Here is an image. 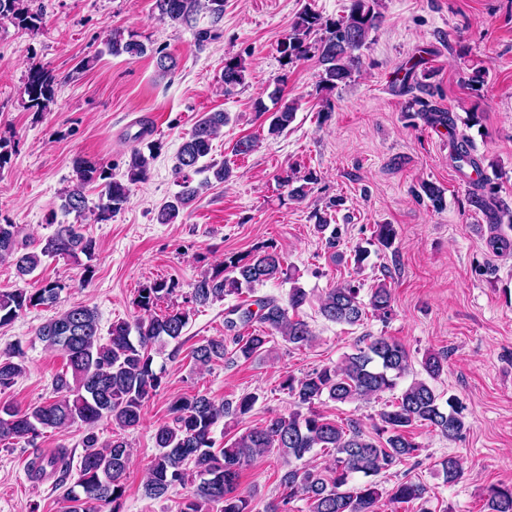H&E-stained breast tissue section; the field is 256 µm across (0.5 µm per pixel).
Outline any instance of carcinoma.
Masks as SVG:
<instances>
[{"label":"carcinoma","instance_id":"cac0c4a2","mask_svg":"<svg viewBox=\"0 0 512 512\" xmlns=\"http://www.w3.org/2000/svg\"><path fill=\"white\" fill-rule=\"evenodd\" d=\"M26 2L0 0V17L37 34L43 28L42 14L32 11ZM154 6L158 19L172 24L188 21L199 7L217 16L224 12V0H155ZM377 6L378 0H350L347 13L337 19L326 18L308 7L303 9L281 43L285 63L313 54L323 66V88L338 87L360 69L362 51L367 48L371 33L382 24L383 16ZM107 45L114 55L138 57L147 51L134 33L126 34L120 29L112 32ZM246 70L241 55L226 56L224 90L229 92L243 84ZM284 83L285 78L278 77L270 92L271 100L277 104L268 117L267 133L271 136L288 128L298 108L295 100L284 97ZM56 89V79L48 66H30L23 86L27 107L47 111L55 101ZM412 103L419 106L417 116L424 123L442 127L451 135L450 158L457 171L471 169L465 173L474 186L468 200L489 226V246L501 254L511 251L512 242L499 235L498 230L503 224L512 226V205L498 195L486 174L484 161L472 155L468 140L456 137L453 114L417 97ZM228 122L229 114L224 111L206 112L196 121L179 147L174 167L182 190L174 200L158 208L157 223H173L181 211L196 201L206 183L193 185V175L208 169L219 183L231 176L230 168L223 162L200 164ZM159 149L156 143L148 145L145 151L133 149L120 178L107 165L81 157L74 159L72 187L61 194V210L78 216L89 211L100 222L111 219L128 205L134 187L150 178ZM282 182L288 187L290 199L302 201L318 182V175L310 169H292ZM90 186L99 189L94 202L86 195ZM420 188L417 197H426L436 210L444 208L443 188L433 182H423ZM374 239L381 247H390L395 239L393 225H377ZM95 251L96 240L85 235L79 224H58L51 235L32 245L20 237L17 225L0 223V263L13 265L21 279L31 275L46 258L66 256L77 260L83 255L90 259ZM286 273L277 251L258 248L248 259L230 256L221 270L201 276L191 285L186 301L204 307L226 296L240 295L245 289L252 291ZM177 287L178 283L172 280H156L138 289L134 304L147 319L133 325L124 320L112 323L106 340L100 333L97 312L86 306L63 309L37 329V336L47 347L65 354L67 371L54 380L55 396L51 399L24 410L0 404V443L23 440L34 447L43 429L80 426L89 430L79 477L65 493V512H87L85 504L89 501L110 504L111 512H120L130 445L122 437L100 444L92 429L104 419L121 430L139 426L145 403L156 395L162 383V373L153 367L151 348L165 339H179L189 321L190 312L183 308L156 312L159 303L173 295ZM61 290L58 282H49L34 293L24 289L1 290L0 326L11 323L30 307L57 304ZM359 293L360 288L352 283L328 289L321 299L320 314L328 321L349 325L368 315L382 320L391 315L392 292L386 284L372 289L366 302ZM307 300L306 290L295 285L290 288L285 304L274 298L256 300V315L249 309L234 308L241 312L243 325L250 326L256 318L260 328L246 335L207 339L194 348L192 358L201 367L230 353L248 360L262 351L275 334L294 349L307 346L313 339L312 331L306 321L293 315ZM410 368L409 353L400 343L385 336L371 338L345 355L339 366H323L299 378L287 376L281 388L293 398L297 410L286 417L271 416L263 424L228 439L217 450L213 427L225 417L249 414L258 397L248 393L233 403L199 393L180 397L170 405L172 421L155 429L158 453L150 462L144 495L159 499L176 486L189 485L192 491L179 502L178 512H210L216 505L220 512H252L250 497L237 492L240 471L255 458L275 452L285 465L280 477L282 499L273 512L285 509L297 497L306 501L308 512H380L384 490L372 477L418 456L419 445L410 436L409 428L420 423L453 439L465 426L462 407L451 399L441 402L427 381L416 379L389 408L379 413L381 425L376 427V436L369 437L354 423L343 427L327 419L317 411L316 404L324 397L340 403L368 400L395 389ZM421 368L435 380L443 371L442 358L427 355ZM23 370L19 347L0 352V390L11 387ZM316 448L334 455L331 474H324L315 465L304 469L290 465L291 460H300ZM69 472L70 455L64 448L49 455L38 453L27 465L28 476L34 481L54 478L61 485ZM427 493L425 485L407 480L393 487L389 500L409 503L425 499ZM486 508L487 512H512V486L491 487Z\"/></svg>","mask_w":512,"mask_h":512}]
</instances>
